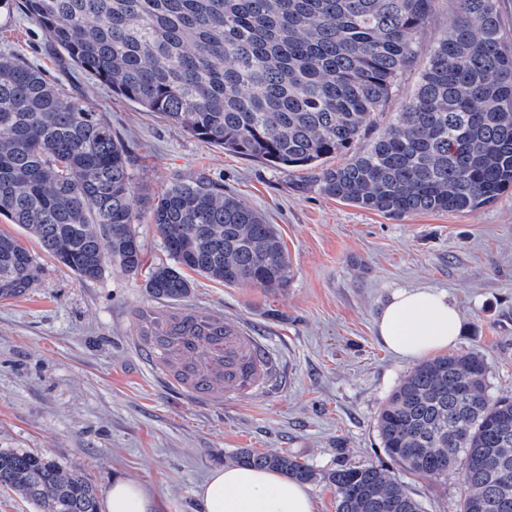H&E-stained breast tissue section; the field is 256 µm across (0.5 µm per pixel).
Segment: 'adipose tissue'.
Here are the masks:
<instances>
[{
    "mask_svg": "<svg viewBox=\"0 0 512 512\" xmlns=\"http://www.w3.org/2000/svg\"><path fill=\"white\" fill-rule=\"evenodd\" d=\"M461 319L445 291L399 288L382 306L376 332L396 355L416 360L454 345ZM200 512H314L308 487L271 470L245 466L214 469L196 491ZM155 500L144 486L117 477L102 512H154Z\"/></svg>",
    "mask_w": 512,
    "mask_h": 512,
    "instance_id": "1",
    "label": "adipose tissue"
}]
</instances>
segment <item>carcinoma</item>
<instances>
[{"label": "carcinoma", "instance_id": "carcinoma-1", "mask_svg": "<svg viewBox=\"0 0 512 512\" xmlns=\"http://www.w3.org/2000/svg\"><path fill=\"white\" fill-rule=\"evenodd\" d=\"M435 0H18L71 64L112 92L245 158L270 163L297 190L315 189L399 217L464 212L512 186V50L500 0H457L414 95L368 137L397 78L418 56ZM346 160L330 165L341 155ZM129 152L103 113L0 57V216L36 237L82 280L107 265L143 267L145 211L172 263L146 293L178 302L189 273L227 286H286L277 228L200 172L133 200ZM41 268L0 234V299L29 291ZM150 360L197 393L243 392L269 360L223 320L190 311L138 314ZM387 456L405 471L458 474L460 512H512V397L487 395L484 361L456 354L415 365L377 416ZM239 465L305 483L324 480L336 512H423L376 466L324 474L298 458L240 448ZM0 489L35 512H99L97 488L48 457L0 449Z\"/></svg>", "mask_w": 512, "mask_h": 512}]
</instances>
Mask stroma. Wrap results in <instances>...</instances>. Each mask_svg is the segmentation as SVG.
I'll return each instance as SVG.
<instances>
[{"instance_id":"1","label":"stroma","mask_w":512,"mask_h":512,"mask_svg":"<svg viewBox=\"0 0 512 512\" xmlns=\"http://www.w3.org/2000/svg\"><path fill=\"white\" fill-rule=\"evenodd\" d=\"M455 14L456 0H437L386 111L412 97ZM0 54L105 114L129 150L136 196L206 173L276 226L289 259L278 291L197 275L172 304L149 297L140 273L109 268L99 279H79L0 216V232L41 267L26 294L0 299V448L79 469L102 496L113 477L140 483L156 512H197L199 484L240 448L284 452L319 472L376 465L405 482L423 512H459L457 475H409L382 448L377 414L413 364L385 347L375 320L394 289L446 291L462 321L453 353L483 359L490 398L512 395V188L471 211L385 216L295 191L279 169L200 141L115 95L66 64L18 8H0ZM143 308L223 319L269 354L272 369L242 394L187 391L144 354L135 319Z\"/></svg>"}]
</instances>
